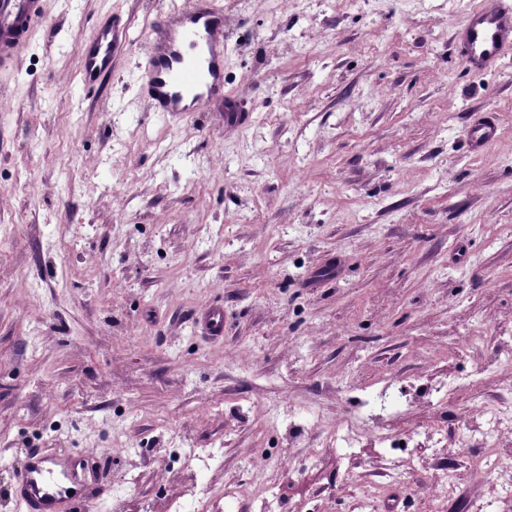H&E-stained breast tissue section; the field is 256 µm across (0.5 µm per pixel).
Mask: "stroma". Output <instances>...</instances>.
I'll return each mask as SVG.
<instances>
[{"mask_svg": "<svg viewBox=\"0 0 512 512\" xmlns=\"http://www.w3.org/2000/svg\"><path fill=\"white\" fill-rule=\"evenodd\" d=\"M173 3L44 0L0 69V512L33 448L83 455L92 512L311 480L367 385L428 367L473 381L439 405L468 472L466 412L512 390V59L468 68L456 40L512 0H221L236 130L223 104L165 117L139 93ZM115 11L127 47L89 94L78 47ZM477 112L500 130L474 154ZM208 305L222 340L194 330ZM392 466L388 512H462L423 506L430 470L380 448L331 461L324 512Z\"/></svg>", "mask_w": 512, "mask_h": 512, "instance_id": "1", "label": "stroma"}]
</instances>
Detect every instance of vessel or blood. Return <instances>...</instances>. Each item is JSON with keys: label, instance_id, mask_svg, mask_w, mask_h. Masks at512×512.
I'll return each mask as SVG.
<instances>
[{"label": "vessel or blood", "instance_id": "obj_1", "mask_svg": "<svg viewBox=\"0 0 512 512\" xmlns=\"http://www.w3.org/2000/svg\"><path fill=\"white\" fill-rule=\"evenodd\" d=\"M44 18L43 0H0V68L12 65ZM121 14L96 26L78 49L79 84L94 90L107 76L127 39ZM145 61L138 81L150 111L190 115L224 99V11L217 0H182L144 31ZM512 55V6L473 10L461 36L467 67L490 69ZM498 124L485 115L469 129L472 149L496 137ZM207 335L224 334V310L213 306L196 319ZM17 501L26 512H87L91 500L68 456L30 453L15 477Z\"/></svg>", "mask_w": 512, "mask_h": 512}]
</instances>
